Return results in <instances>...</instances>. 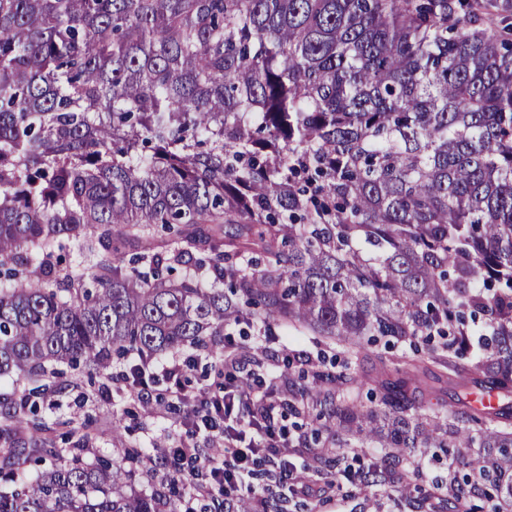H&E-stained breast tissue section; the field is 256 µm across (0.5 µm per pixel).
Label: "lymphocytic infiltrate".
Listing matches in <instances>:
<instances>
[{
    "instance_id": "obj_1",
    "label": "lymphocytic infiltrate",
    "mask_w": 512,
    "mask_h": 512,
    "mask_svg": "<svg viewBox=\"0 0 512 512\" xmlns=\"http://www.w3.org/2000/svg\"><path fill=\"white\" fill-rule=\"evenodd\" d=\"M240 366L234 351H225L224 392L201 402L200 420L211 440L221 444L220 454L201 455L192 438L180 440L167 451L174 473L199 498L250 489L257 468L274 463L288 451L274 422V404L265 397L241 393Z\"/></svg>"
}]
</instances>
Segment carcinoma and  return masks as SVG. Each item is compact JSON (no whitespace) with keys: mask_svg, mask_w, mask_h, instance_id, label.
<instances>
[{"mask_svg":"<svg viewBox=\"0 0 512 512\" xmlns=\"http://www.w3.org/2000/svg\"><path fill=\"white\" fill-rule=\"evenodd\" d=\"M509 11L0 0V379L282 323L346 354L288 364L282 405L320 408L338 466L381 449L351 512H512V412L419 399L437 376L512 394ZM379 342L400 354L368 374ZM20 429L45 425L0 422V512H177L106 456L49 446L54 467L18 474ZM439 452L440 494L416 462Z\"/></svg>","mask_w":512,"mask_h":512,"instance_id":"obj_1","label":"carcinoma"}]
</instances>
